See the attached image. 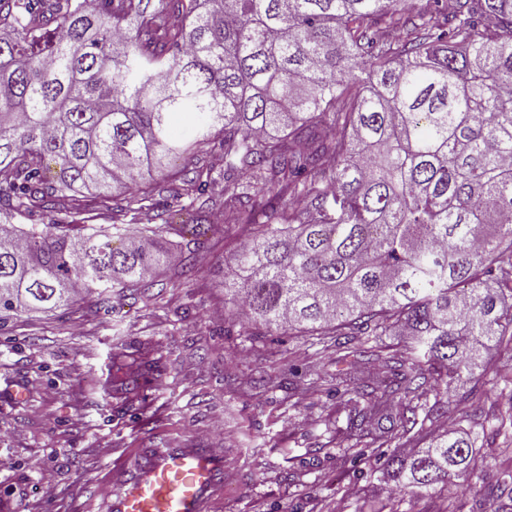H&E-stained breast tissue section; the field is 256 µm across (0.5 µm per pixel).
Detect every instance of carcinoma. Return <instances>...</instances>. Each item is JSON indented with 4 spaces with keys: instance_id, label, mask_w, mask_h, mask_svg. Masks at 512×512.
Segmentation results:
<instances>
[{
    "instance_id": "cac0c4a2",
    "label": "carcinoma",
    "mask_w": 512,
    "mask_h": 512,
    "mask_svg": "<svg viewBox=\"0 0 512 512\" xmlns=\"http://www.w3.org/2000/svg\"><path fill=\"white\" fill-rule=\"evenodd\" d=\"M1 23L0 320L148 287L171 208L198 236L219 209L243 235L224 304L382 360L336 375L341 441L400 488L469 474L473 431L407 442L512 346V0H0ZM189 152L224 170L156 181ZM82 189L112 233L67 232ZM393 326L410 341L383 358Z\"/></svg>"
}]
</instances>
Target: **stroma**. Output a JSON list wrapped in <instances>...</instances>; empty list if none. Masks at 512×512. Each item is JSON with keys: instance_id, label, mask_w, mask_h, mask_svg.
<instances>
[{"instance_id": "1", "label": "stroma", "mask_w": 512, "mask_h": 512, "mask_svg": "<svg viewBox=\"0 0 512 512\" xmlns=\"http://www.w3.org/2000/svg\"><path fill=\"white\" fill-rule=\"evenodd\" d=\"M173 226L161 249L194 256L197 274L169 265L157 287L114 289L112 312L83 295L48 313L0 321V502L12 512H89L108 491L113 460L131 448H213L224 457V496L211 512H512V348H491L476 385L451 383L429 431L478 433L467 491L392 494L378 451L336 445L343 362L329 342L277 331L248 335L224 321V268L238 245L216 230L185 241ZM146 361L152 387L116 392L114 363ZM24 387V400L12 392ZM53 498L38 490L41 476Z\"/></svg>"}]
</instances>
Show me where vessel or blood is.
I'll use <instances>...</instances> for the list:
<instances>
[{"label": "vessel or blood", "mask_w": 512, "mask_h": 512, "mask_svg": "<svg viewBox=\"0 0 512 512\" xmlns=\"http://www.w3.org/2000/svg\"><path fill=\"white\" fill-rule=\"evenodd\" d=\"M224 493L211 448H139L112 469L101 512H207Z\"/></svg>", "instance_id": "b4317fda"}]
</instances>
